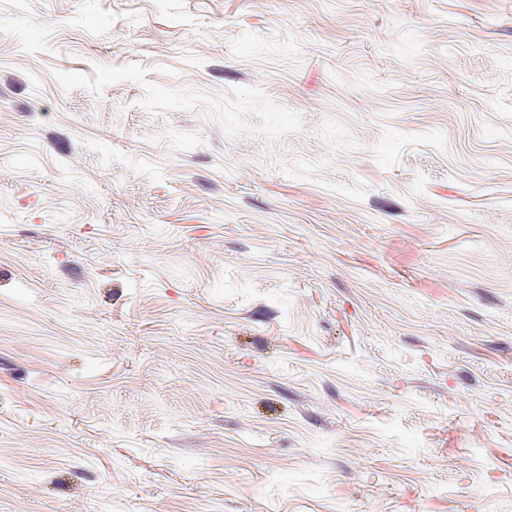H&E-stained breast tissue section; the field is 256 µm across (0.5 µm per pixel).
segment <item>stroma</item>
<instances>
[{"instance_id": "1", "label": "stroma", "mask_w": 512, "mask_h": 512, "mask_svg": "<svg viewBox=\"0 0 512 512\" xmlns=\"http://www.w3.org/2000/svg\"><path fill=\"white\" fill-rule=\"evenodd\" d=\"M512 512V0H0V512Z\"/></svg>"}]
</instances>
